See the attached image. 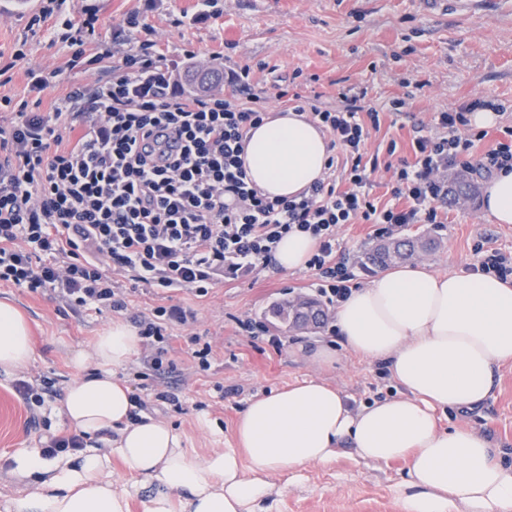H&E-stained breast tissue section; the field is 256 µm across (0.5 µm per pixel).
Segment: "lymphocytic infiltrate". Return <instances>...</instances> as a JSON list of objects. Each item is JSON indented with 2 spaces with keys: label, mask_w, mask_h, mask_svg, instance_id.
Masks as SVG:
<instances>
[{
  "label": "lymphocytic infiltrate",
  "mask_w": 512,
  "mask_h": 512,
  "mask_svg": "<svg viewBox=\"0 0 512 512\" xmlns=\"http://www.w3.org/2000/svg\"><path fill=\"white\" fill-rule=\"evenodd\" d=\"M97 21L94 10L77 20L65 0H45L27 23L70 48L68 70L106 58L115 66L106 81L73 86L50 112L0 98V109L13 110L9 126H0V285L51 294L74 310L122 312L128 304L114 275L204 297L223 278L265 270L286 235L303 233L314 241L306 265L317 292L335 308L356 287L341 253L342 225L364 222L390 236L410 224H440L451 175L512 171V125L498 126L493 145L474 152L488 135L472 123L485 101L433 113L428 127L414 128L410 157L400 159L393 141L369 150L380 112L365 104V92L346 91L341 106L309 110L340 161H328L325 178L294 197H267L243 159L248 131L267 115L249 68L228 70L232 95H188L138 15L126 16L108 45L94 39ZM381 170L394 182L382 205L371 194ZM187 322L177 305L136 316L154 347L148 371L173 370L169 329Z\"/></svg>",
  "instance_id": "f902f5d3"
}]
</instances>
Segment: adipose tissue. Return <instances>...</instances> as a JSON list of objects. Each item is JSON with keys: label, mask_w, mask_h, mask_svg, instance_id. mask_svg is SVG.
<instances>
[{"label": "adipose tissue", "mask_w": 512, "mask_h": 512, "mask_svg": "<svg viewBox=\"0 0 512 512\" xmlns=\"http://www.w3.org/2000/svg\"><path fill=\"white\" fill-rule=\"evenodd\" d=\"M328 145L316 124L288 111L250 130L245 166L263 193L291 197L324 178ZM336 327L348 349L385 363L403 396L354 408L336 388L305 380L251 400L237 447L200 457L167 423L130 421V389L112 370L130 361L140 338L112 322L91 352L74 356L76 366L90 361L97 371L71 383L59 410L85 435L115 430L111 448L13 455L12 474L35 485L0 512H129L140 494L144 512H259L277 492L273 476L329 462L346 448L370 464L404 462L405 512H512V464L477 433L440 428L436 415L483 403L497 370L512 365V284L399 266L353 290L336 311ZM33 353L24 315L0 301V369H23ZM116 458L143 484L113 487Z\"/></svg>", "instance_id": "1"}]
</instances>
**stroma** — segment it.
Wrapping results in <instances>:
<instances>
[{
  "mask_svg": "<svg viewBox=\"0 0 512 512\" xmlns=\"http://www.w3.org/2000/svg\"><path fill=\"white\" fill-rule=\"evenodd\" d=\"M41 0H0V57L10 58L24 45L25 63L17 65L10 82L0 85V97L38 104L50 111L73 84H94L110 77L111 62L62 75L42 93L30 92L27 68L60 67L70 51L42 33L28 30L29 17ZM95 6L97 34L112 37L124 16L136 13L152 26L157 51L170 70L190 63L249 67L253 91L272 112L288 111L272 87L274 77L289 78L302 71L299 92L320 105H341L347 88L367 89L366 101L383 108L389 100L406 98V116L399 121L383 117L378 139H396L399 157H409L415 126L428 124L432 113L479 98L512 106V0L494 5L471 0L468 8L428 5L426 0H221L220 15L197 18V0H67L73 16ZM486 182H479L472 199L448 203L444 224H411L397 231L400 239L431 240L436 247L421 254L420 262L439 274L470 271L476 264V244L512 253V224H497L483 205ZM371 224H347L339 238L358 285H366L379 270L363 265V255L378 242ZM313 270L278 268L218 283L204 297L191 292L174 294L173 304L192 311L194 322L174 325L168 353L175 368L165 377H142L136 358L115 368L143 404L144 414L169 423L183 447L197 455L235 443L237 422L250 398L304 379H321L336 387L358 407L398 394L391 376L382 374L378 361L344 349L328 328L334 315L313 329H295L271 313L273 306L299 295L315 293ZM128 302L126 312L71 310L49 294L0 286V300L14 303L27 318L34 339V355L25 369L31 377L49 378L55 395L29 409L12 388L13 375L0 371V502L12 497L17 482L9 472L10 458L23 448H39L40 437L67 432L58 413L69 382L83 375L72 362L74 352L91 351L97 336L112 321L162 304L156 291L117 277ZM264 323L268 336L251 337L242 320ZM210 343L211 367L198 372L190 342L192 334ZM277 344H270L269 336ZM330 347L336 363L318 365L301 356V349ZM171 401L159 400V393ZM44 425L31 429L30 414ZM441 427H464L486 438L499 455L512 463V366L503 367L492 397L469 412L446 408L438 412ZM403 466L372 465L344 454L325 465H309L274 478L281 492L264 504V512H404L399 487Z\"/></svg>",
  "mask_w": 512,
  "mask_h": 512,
  "instance_id": "1",
  "label": "stroma"
}]
</instances>
